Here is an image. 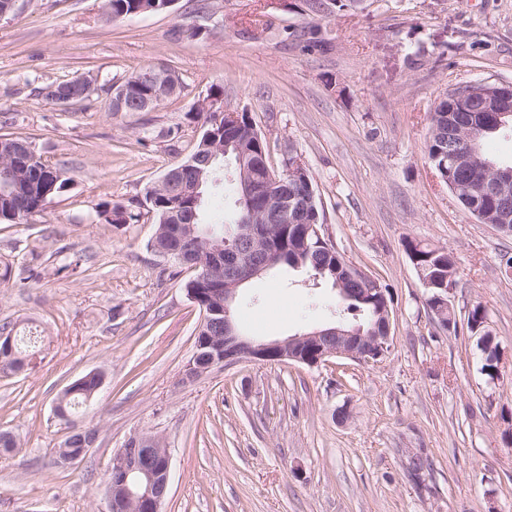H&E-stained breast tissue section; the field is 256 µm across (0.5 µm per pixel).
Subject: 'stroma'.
Wrapping results in <instances>:
<instances>
[{"label": "stroma", "instance_id": "stroma-1", "mask_svg": "<svg viewBox=\"0 0 512 512\" xmlns=\"http://www.w3.org/2000/svg\"><path fill=\"white\" fill-rule=\"evenodd\" d=\"M316 24L328 45L311 53L269 33ZM176 26L205 33L176 41ZM156 63L182 92L112 115L107 88ZM87 71L100 87L90 100L61 108L36 93ZM475 82H512V0H360L325 16L303 0H214L207 13L176 0L115 21L101 0H22L0 19V134L29 137L72 177L40 213L0 224V323L42 336L33 369L0 372V430L19 444L0 453V512H105V464L142 432L170 452L162 512H512V236L464 209L425 149L439 98ZM216 86L274 167L302 155L325 237L386 286L393 342L377 363L242 362L182 382L202 320L190 273L152 252L151 216L115 225L97 210L143 202L189 156L203 124L186 114ZM409 242L453 254L449 303L460 318L484 309L500 380L481 374L476 337L432 317ZM308 280L288 267L252 279L238 328L273 340L335 323V289L315 296ZM95 369L105 382L74 423L96 441L59 466L54 401ZM416 452L429 462L417 476Z\"/></svg>", "mask_w": 512, "mask_h": 512}]
</instances>
